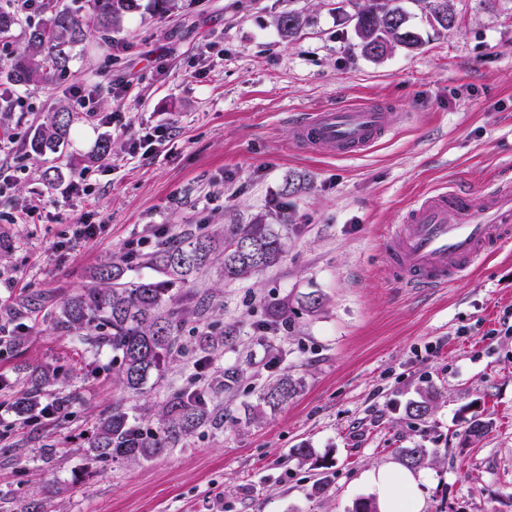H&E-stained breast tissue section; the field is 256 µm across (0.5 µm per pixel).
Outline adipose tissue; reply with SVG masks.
Masks as SVG:
<instances>
[{
	"label": "adipose tissue",
	"instance_id": "obj_1",
	"mask_svg": "<svg viewBox=\"0 0 512 512\" xmlns=\"http://www.w3.org/2000/svg\"><path fill=\"white\" fill-rule=\"evenodd\" d=\"M364 480L376 493L380 512H420L422 473L389 464L366 472Z\"/></svg>",
	"mask_w": 512,
	"mask_h": 512
}]
</instances>
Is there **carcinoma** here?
<instances>
[{
    "instance_id": "cac0c4a2",
    "label": "carcinoma",
    "mask_w": 512,
    "mask_h": 512,
    "mask_svg": "<svg viewBox=\"0 0 512 512\" xmlns=\"http://www.w3.org/2000/svg\"><path fill=\"white\" fill-rule=\"evenodd\" d=\"M76 5L55 12L43 21L28 25L25 46L0 59V77L10 86L44 83L66 71L74 48L83 43L87 28L101 33L100 47H110L112 29L141 8L140 0H74ZM437 25L450 28L456 21L452 0H420ZM354 32L358 47L366 57H378L398 46L415 48L418 34L409 26L407 11L400 0H355ZM21 24L18 10L0 7V34ZM303 24L300 13L288 11L276 18V28L284 39H292ZM72 113L60 105L43 118L27 141L36 156L56 153L68 138ZM252 243L255 252L235 248ZM287 236L259 218L250 224L224 225L222 265L224 279L233 281L259 274L274 266L286 251ZM213 237L205 234L159 243L143 260L157 273L155 278L125 280V261H108L95 271L92 284L67 299L56 320L57 329L77 333L84 340L112 350L118 363L115 379L125 389L141 393L149 377L160 371L177 340L181 326L179 313L171 307L172 289L187 282L198 270L216 259ZM298 382L284 373L268 382L258 396L259 404L272 410L288 402L297 392ZM71 399L61 397L37 407L30 393L16 397L13 408L25 422L41 417L68 414ZM159 427L148 431L132 420L125 405L117 401L97 428L91 448L101 459L147 460L168 448L180 437L212 421V413L200 392H178L158 411Z\"/></svg>"
}]
</instances>
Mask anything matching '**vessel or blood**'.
<instances>
[{
	"instance_id": "vessel-or-blood-1",
	"label": "vessel or blood",
	"mask_w": 512,
	"mask_h": 512,
	"mask_svg": "<svg viewBox=\"0 0 512 512\" xmlns=\"http://www.w3.org/2000/svg\"><path fill=\"white\" fill-rule=\"evenodd\" d=\"M390 116L374 103L321 109L296 122L295 142L321 155H359L392 131ZM511 247L512 180L505 178L417 197L386 239L390 277L408 288L448 287Z\"/></svg>"
}]
</instances>
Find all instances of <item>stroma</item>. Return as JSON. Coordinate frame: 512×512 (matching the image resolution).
I'll list each match as a JSON object with an SVG mask.
<instances>
[{"label":"stroma","instance_id":"35a3bbf8","mask_svg":"<svg viewBox=\"0 0 512 512\" xmlns=\"http://www.w3.org/2000/svg\"><path fill=\"white\" fill-rule=\"evenodd\" d=\"M402 5L421 46L373 60L347 0H180L127 18L111 52L91 32L66 74L0 98V334L14 339L0 350V512H352L372 495L363 473L400 465L417 444L430 452L422 512H512V251L423 290L391 281L384 246L428 189L512 178V0H453L448 31L415 0ZM291 9L307 23L288 41L274 21ZM362 102L392 112V132L368 152L333 159L295 144L301 114ZM61 104L74 117L66 148L34 157L30 133ZM116 109L112 126L95 117ZM158 126L165 139L133 148ZM106 138L111 153L91 161ZM52 166L61 178L46 177ZM293 175L305 187L283 195ZM73 183L87 193H68ZM283 210L278 264L229 282L215 262L176 289L179 339L143 393L117 384L111 351L57 329L64 300L105 260ZM81 218L95 237L76 234ZM310 292L324 299L314 314L301 308ZM283 305L289 321L261 334ZM230 367L240 374L227 388ZM43 370L56 378L40 403L76 402L68 417L23 423L12 402ZM279 372L300 380L298 394L249 415ZM195 388L214 419L175 448L137 462L89 453L114 401L152 429L145 408ZM420 400L430 411L417 420L406 407ZM475 419L488 425L479 437L467 431ZM303 443L320 464L293 455Z\"/></svg>","mask_w":512,"mask_h":512}]
</instances>
